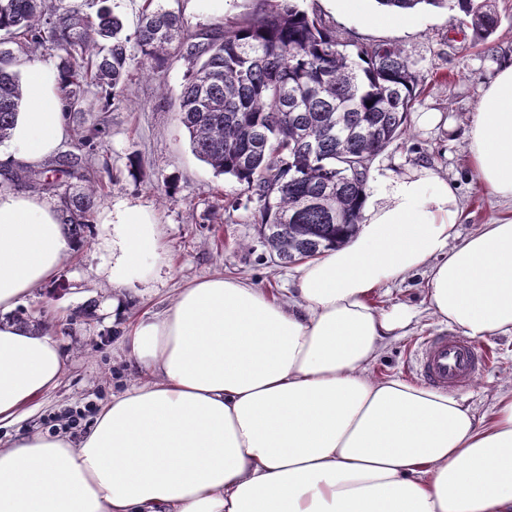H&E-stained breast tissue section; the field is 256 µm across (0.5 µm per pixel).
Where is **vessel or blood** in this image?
I'll return each instance as SVG.
<instances>
[{
    "label": "vessel or blood",
    "instance_id": "b4317fda",
    "mask_svg": "<svg viewBox=\"0 0 512 512\" xmlns=\"http://www.w3.org/2000/svg\"><path fill=\"white\" fill-rule=\"evenodd\" d=\"M487 359L464 335L441 332L426 339L415 355L413 369L423 381L454 390L481 375Z\"/></svg>",
    "mask_w": 512,
    "mask_h": 512
}]
</instances>
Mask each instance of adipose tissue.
Here are the masks:
<instances>
[{"mask_svg": "<svg viewBox=\"0 0 512 512\" xmlns=\"http://www.w3.org/2000/svg\"><path fill=\"white\" fill-rule=\"evenodd\" d=\"M13 160L37 167L67 133L60 76L27 70ZM481 185L512 204V64L469 117ZM454 184L419 166L383 178L357 236L296 270L293 300L236 276L180 288L122 336L145 384L114 395L78 442L51 432L0 448V512H512V391L478 414L463 395L376 378L418 313L375 305L425 274L432 315L477 341L512 335V217L461 236ZM113 286L164 261L157 226L126 204L100 216ZM74 249L57 206L0 192V313ZM58 339L0 323V425L57 386Z\"/></svg>", "mask_w": 512, "mask_h": 512, "instance_id": "obj_1", "label": "adipose tissue"}]
</instances>
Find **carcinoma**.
Instances as JSON below:
<instances>
[{
    "instance_id": "1",
    "label": "carcinoma",
    "mask_w": 512,
    "mask_h": 512,
    "mask_svg": "<svg viewBox=\"0 0 512 512\" xmlns=\"http://www.w3.org/2000/svg\"><path fill=\"white\" fill-rule=\"evenodd\" d=\"M140 23L124 32L108 0H91L82 15L65 0H0V143L25 107L14 67L19 44L61 57V91L75 112L84 78L117 98L132 65L188 63L178 97V122L192 152L217 175L246 186L257 207L260 234L282 266L314 259L352 238L363 219L373 159L407 132L418 80L407 52L391 44L348 51L347 42L317 11L298 0H272L227 28L184 33L179 16L153 0ZM402 14L422 6L455 10L485 43L499 18L487 0H375ZM372 105H367V102ZM102 130L84 129L78 149L94 154ZM81 159L64 155L10 174L19 187L59 189L58 175L85 180ZM97 189L74 186L60 194L61 223L80 242L91 224Z\"/></svg>"
}]
</instances>
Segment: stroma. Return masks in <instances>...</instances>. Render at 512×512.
<instances>
[{
  "label": "stroma",
  "instance_id": "stroma-1",
  "mask_svg": "<svg viewBox=\"0 0 512 512\" xmlns=\"http://www.w3.org/2000/svg\"><path fill=\"white\" fill-rule=\"evenodd\" d=\"M177 12L186 32L201 34L211 24L234 25L261 6V0H164ZM316 8L342 38L357 47L389 43L405 49L415 63L419 95L409 112L407 135L393 142L373 161L369 185L387 171L401 174L425 164L455 183L463 202L460 230L512 215V209L489 195L469 162L468 120L481 90L502 63L512 61V0H491L500 24L489 45L475 43L471 29L457 12L421 9L412 26L384 20L375 0H360L356 10L341 9L338 0H301ZM187 65L172 58L165 68L145 71L132 67L120 100L107 102L92 87L80 111L70 113L68 136L60 154L77 151L85 126L104 119L106 131L89 161V174L99 186L98 209L129 203L149 211L158 226L166 254L144 281L113 287L103 272L105 253L99 246V226L67 256L58 278L33 290L15 309L17 317L44 324L46 334L59 337L64 373L59 385L41 396L23 419L0 428V446L16 437L64 426L72 411H81L88 426L113 395L144 383L119 346L129 323L160 312L176 298L179 288L216 274L240 276L276 297L287 296L293 267L279 266L262 242L254 222L255 205L245 185L217 176L191 151L177 120V97ZM122 312H113L112 299ZM379 306L400 302L414 307L418 321L406 337L389 342L374 367L379 376L411 377L415 349L425 336L442 326L426 310L422 274L376 297ZM490 362L481 378L462 388L478 413L488 412L498 392L512 388V335L482 342Z\"/></svg>",
  "mask_w": 512,
  "mask_h": 512
}]
</instances>
